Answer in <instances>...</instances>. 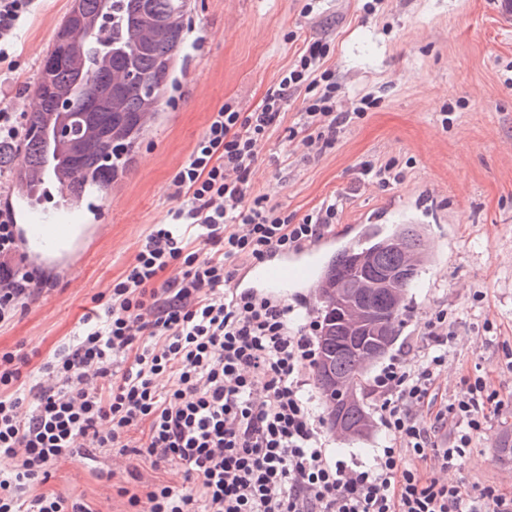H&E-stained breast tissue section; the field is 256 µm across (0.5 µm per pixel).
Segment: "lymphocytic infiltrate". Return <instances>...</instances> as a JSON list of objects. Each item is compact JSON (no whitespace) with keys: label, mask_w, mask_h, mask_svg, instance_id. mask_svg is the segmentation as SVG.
<instances>
[{"label":"lymphocytic infiltrate","mask_w":512,"mask_h":512,"mask_svg":"<svg viewBox=\"0 0 512 512\" xmlns=\"http://www.w3.org/2000/svg\"><path fill=\"white\" fill-rule=\"evenodd\" d=\"M38 2L0 0V70L20 69L21 33ZM325 53L309 44L259 109L227 103L212 113L172 179L179 205L169 222L152 225L123 273L92 296L101 315L37 373L26 370L28 354L0 352V458L13 463L0 472V512H95L83 498L34 492L33 481L103 449L141 456L157 474L178 465L191 481L177 489L157 477L141 494L118 487L130 512H512L511 492L474 495L427 468L435 451L447 465L463 459L488 424L484 380L440 399L447 312L375 375L391 444L357 465L329 454L309 390L319 358L313 311L230 287L239 262L299 250L336 222L337 199L295 224L250 184L290 91L309 93L308 143L332 142L352 122L336 105ZM36 285L13 219L0 212V324L26 310ZM451 423L454 437L439 446Z\"/></svg>","instance_id":"1"}]
</instances>
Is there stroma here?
Wrapping results in <instances>:
<instances>
[{
  "mask_svg": "<svg viewBox=\"0 0 512 512\" xmlns=\"http://www.w3.org/2000/svg\"><path fill=\"white\" fill-rule=\"evenodd\" d=\"M69 3L42 0L27 22L21 68L0 76V108H38L39 65ZM185 27L159 121L77 239L54 257L29 255L51 285L0 326V350L33 353L35 370L72 339L92 313V296L124 271L152 225L168 220L177 205L169 184L212 112L228 101L258 108L307 43L319 41L343 108L365 95L374 104L315 152L301 133L306 91L292 92L281 125L260 145L252 190L297 224L340 197L336 224L324 235L336 247L372 224L424 229L429 263L408 291L400 335L419 336L428 318L447 312L453 337L442 390L455 395L482 378L494 397L488 433L435 474L472 493L512 491V456L495 451L512 432V0H190ZM387 163L396 172L387 183L363 173ZM381 402L367 391L375 421L366 439L327 434L332 455L362 463L387 445ZM125 481L123 470L106 484L74 462L43 488L85 498L100 512H125L117 494Z\"/></svg>",
  "mask_w": 512,
  "mask_h": 512,
  "instance_id": "1",
  "label": "stroma"
}]
</instances>
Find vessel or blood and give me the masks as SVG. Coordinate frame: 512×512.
I'll list each match as a JSON object with an SVG mask.
<instances>
[{"label":"vessel or blood","instance_id":"1","mask_svg":"<svg viewBox=\"0 0 512 512\" xmlns=\"http://www.w3.org/2000/svg\"><path fill=\"white\" fill-rule=\"evenodd\" d=\"M292 284L315 287L312 253L302 251L277 263L261 261L251 264L233 282L237 288H251L280 297L286 295Z\"/></svg>","mask_w":512,"mask_h":512}]
</instances>
